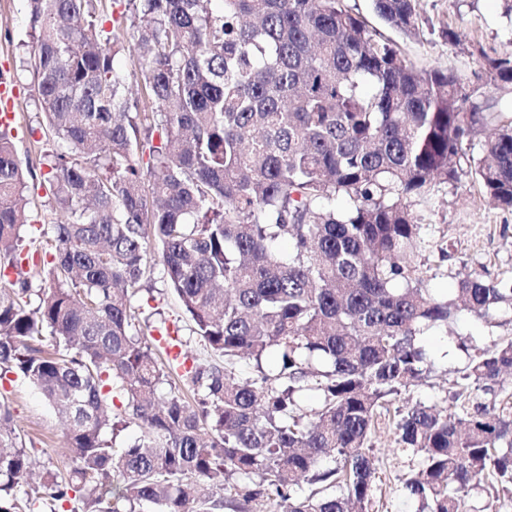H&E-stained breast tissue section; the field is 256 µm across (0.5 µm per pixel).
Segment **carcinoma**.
<instances>
[{"label": "carcinoma", "mask_w": 512, "mask_h": 512, "mask_svg": "<svg viewBox=\"0 0 512 512\" xmlns=\"http://www.w3.org/2000/svg\"><path fill=\"white\" fill-rule=\"evenodd\" d=\"M27 4L19 71L43 118L42 206L61 220L27 223L35 173L1 124L0 379L40 390L72 466L19 504L38 461L0 402V512H221L233 476L281 512H361L376 411L431 365L418 336L462 311L512 325V277L427 286L413 211L464 177L512 209V103L487 96L512 86V52L466 79L419 70L344 0H126L110 29L105 0ZM373 8L417 33L416 0ZM128 49L135 92L114 64ZM152 252L215 353L183 374L134 304ZM464 349L458 411L416 403L396 423L422 457L402 488L431 512H466L482 472L512 490V406L483 401L512 372V336ZM271 352L277 371L228 382ZM130 420L141 435L115 443Z\"/></svg>", "instance_id": "1"}]
</instances>
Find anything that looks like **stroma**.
Segmentation results:
<instances>
[{"label": "stroma", "instance_id": "obj_1", "mask_svg": "<svg viewBox=\"0 0 512 512\" xmlns=\"http://www.w3.org/2000/svg\"><path fill=\"white\" fill-rule=\"evenodd\" d=\"M345 3L421 70L440 68L467 75L476 68L480 55L495 57L512 51V18L505 13V0H418L420 32L415 37L384 25L373 12L372 0ZM450 30L457 33V40L447 39ZM29 50L26 0H0V77L15 87L20 102L12 135L21 162L40 175L44 172L37 148L42 137L40 118L31 100L28 78L15 71L16 61ZM414 211L430 244L421 272L431 287L450 291L459 278L472 272L491 278L512 274V210L492 204L470 180H463L455 190L445 185L434 187L430 200L416 205ZM151 265L153 289L140 293L136 304L145 312H161L163 318L177 323L191 356L201 364L210 362L213 355L209 347L193 333L191 321L166 288L161 262L155 258ZM502 335V329L466 314L459 319L454 334L432 329L421 336L433 369L418 386L390 400L372 432L368 449L376 474L366 512H418V503L404 495L402 480L419 469L420 458L397 443L398 411L418 402L454 409L468 363L461 341L470 338L487 346ZM0 400L8 406L17 432L32 439L41 467H68L62 450V424L33 383L8 374L0 381ZM466 508L468 512H512V493L489 478L476 476L470 482Z\"/></svg>", "mask_w": 512, "mask_h": 512}]
</instances>
